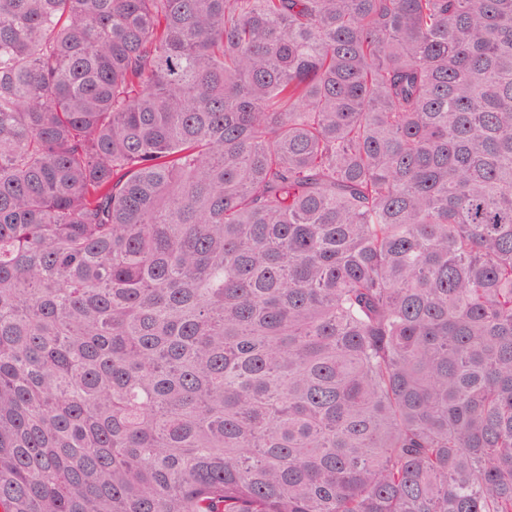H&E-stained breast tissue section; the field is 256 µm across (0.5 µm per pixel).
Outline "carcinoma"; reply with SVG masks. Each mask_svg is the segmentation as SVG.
<instances>
[{"mask_svg":"<svg viewBox=\"0 0 512 512\" xmlns=\"http://www.w3.org/2000/svg\"><path fill=\"white\" fill-rule=\"evenodd\" d=\"M0 512H512V0H0Z\"/></svg>","mask_w":512,"mask_h":512,"instance_id":"cac0c4a2","label":"carcinoma"}]
</instances>
